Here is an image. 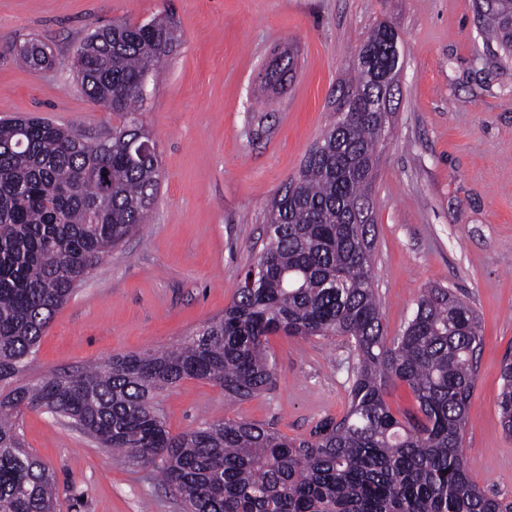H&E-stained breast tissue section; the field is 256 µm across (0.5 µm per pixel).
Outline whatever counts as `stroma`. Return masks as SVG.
<instances>
[{
    "mask_svg": "<svg viewBox=\"0 0 512 512\" xmlns=\"http://www.w3.org/2000/svg\"><path fill=\"white\" fill-rule=\"evenodd\" d=\"M486 0H0V117L32 114L99 134L111 113L80 90V42L115 20L172 15L180 38L151 84L142 119L160 157L142 231L93 270L42 336L25 381L115 355L157 351L223 314L260 250L266 207L325 130L336 89L372 27L399 32L400 94L373 184L375 286L388 336L424 288L441 286L481 321L483 344L462 446L488 493L512 498L500 366L512 354V55L486 43ZM35 37L52 52L17 57ZM295 70L279 72L281 51ZM275 384L229 407L204 379L159 391L171 433L244 418L309 435L348 405L346 338L273 336ZM29 451L57 477L58 512H183L152 470L128 465L66 421L26 409ZM25 50L19 52V61L28 67L39 68L46 65L50 61V56L47 54V46L37 39H29L25 41Z\"/></svg>",
    "mask_w": 512,
    "mask_h": 512,
    "instance_id": "obj_1",
    "label": "stroma"
}]
</instances>
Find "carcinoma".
Segmentation results:
<instances>
[{"instance_id": "obj_1", "label": "carcinoma", "mask_w": 512, "mask_h": 512, "mask_svg": "<svg viewBox=\"0 0 512 512\" xmlns=\"http://www.w3.org/2000/svg\"><path fill=\"white\" fill-rule=\"evenodd\" d=\"M487 32L512 54V0H488ZM387 23L360 45L354 76L295 176L270 202L265 238L224 315L181 343L115 356L78 374L21 377L55 313L108 253L147 223L158 191L142 82L178 41L168 15L118 20L77 47L76 75L119 118L89 138L21 117L0 120V512H56V477L23 444V409L68 419L102 446L150 467L187 512H512L471 478L462 450L482 336L471 307L447 288L422 291L402 334L388 337L374 289L372 185L382 103L401 68ZM19 61L39 68L47 46L29 39ZM342 336L355 353L349 405L306 437L246 419L172 434L155 398L186 378L207 379L230 404L270 390L269 337ZM501 425L512 438V357L500 369ZM403 383L417 409L397 417L386 397Z\"/></svg>"}]
</instances>
